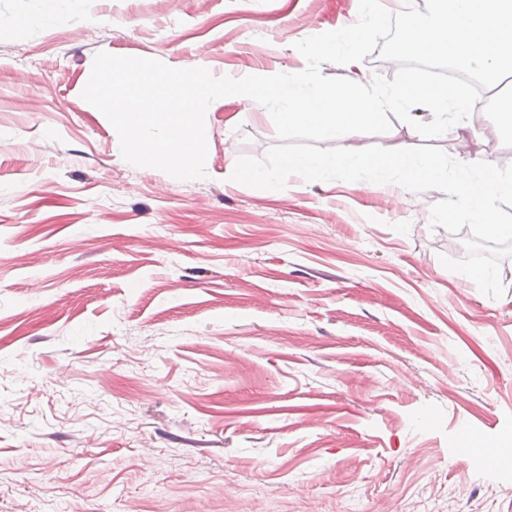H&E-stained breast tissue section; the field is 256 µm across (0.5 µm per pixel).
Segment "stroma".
<instances>
[{"instance_id": "stroma-1", "label": "stroma", "mask_w": 512, "mask_h": 512, "mask_svg": "<svg viewBox=\"0 0 512 512\" xmlns=\"http://www.w3.org/2000/svg\"><path fill=\"white\" fill-rule=\"evenodd\" d=\"M0 0V512H512V258L501 298L443 266V192L231 181L277 136L205 116L206 178L126 162L84 101L98 52L298 72L358 0ZM425 141L470 163L512 134Z\"/></svg>"}]
</instances>
